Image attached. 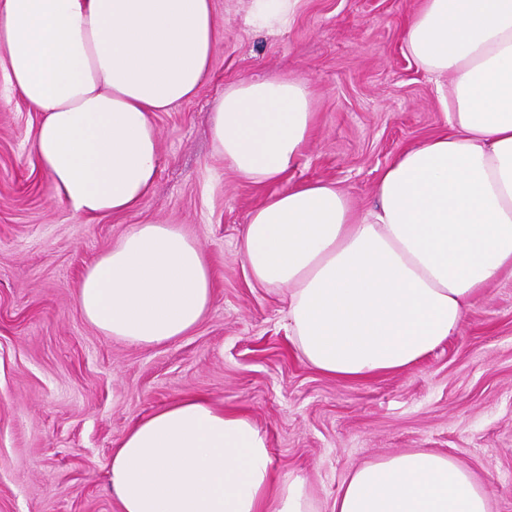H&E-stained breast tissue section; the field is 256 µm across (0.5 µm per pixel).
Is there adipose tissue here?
<instances>
[{
    "mask_svg": "<svg viewBox=\"0 0 512 512\" xmlns=\"http://www.w3.org/2000/svg\"><path fill=\"white\" fill-rule=\"evenodd\" d=\"M213 0H0V70L43 119L33 140L54 195L94 220L139 210L160 166L152 120L210 77ZM403 49L448 76L444 128L383 171L354 209L301 182L256 207L240 238L250 280L284 289L300 357L339 380L410 369L457 335L488 284L512 272V0H424ZM316 121L304 80L241 81L215 102L213 139L239 177L291 169ZM196 239L134 224L84 273L75 302L100 334L136 346L186 336L212 303ZM121 512H312L301 477L279 480L247 416L183 398L112 451ZM489 488L454 457L418 449L343 481L331 512H489Z\"/></svg>",
    "mask_w": 512,
    "mask_h": 512,
    "instance_id": "ef3b65f1",
    "label": "adipose tissue"
}]
</instances>
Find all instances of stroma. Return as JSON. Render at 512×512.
<instances>
[{"mask_svg": "<svg viewBox=\"0 0 512 512\" xmlns=\"http://www.w3.org/2000/svg\"><path fill=\"white\" fill-rule=\"evenodd\" d=\"M421 0H302L279 31L251 20L252 0H214L222 37L209 80L158 112L162 164L135 213L90 221L53 194L32 151L40 121L0 72V512H119L113 448L141 418L203 397L266 432L280 478L302 477L330 512L360 465L420 448L456 458L512 512V277L492 282L459 335L408 371L340 381L292 343L283 291L255 287L238 252L250 212L288 185L336 184L368 208L383 169L443 127L447 77L402 49ZM301 78L314 133L277 182L238 177L215 153L211 109L227 85ZM195 237L213 299L188 335L141 347L102 336L75 292L132 224Z\"/></svg>", "mask_w": 512, "mask_h": 512, "instance_id": "obj_1", "label": "stroma"}]
</instances>
